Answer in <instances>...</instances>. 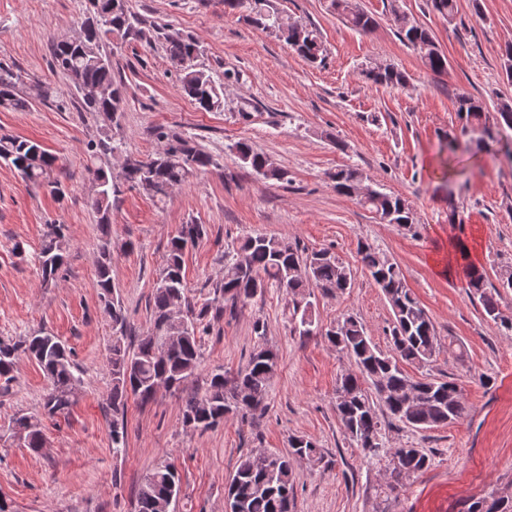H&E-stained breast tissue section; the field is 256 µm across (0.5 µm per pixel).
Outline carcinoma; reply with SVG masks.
Returning <instances> with one entry per match:
<instances>
[{
	"label": "carcinoma",
	"mask_w": 512,
	"mask_h": 512,
	"mask_svg": "<svg viewBox=\"0 0 512 512\" xmlns=\"http://www.w3.org/2000/svg\"><path fill=\"white\" fill-rule=\"evenodd\" d=\"M430 4L450 21L456 15L457 0H430ZM329 8L354 30L367 32L375 25V19L361 10L356 0H330ZM224 10H245V19L264 30L278 16L273 0H224ZM81 23L84 28L81 36L52 44L53 69L68 77L87 111L97 112L106 119L116 116L112 126L118 127L125 108L126 87L115 77L112 51L107 46L133 35L137 19L129 11L126 0H89ZM394 24L399 39L420 51L431 71H446L448 59L428 28L397 11ZM161 35L168 59L179 73L182 95L201 111L220 109L224 82L213 79L198 67V45L170 26L164 27ZM280 38L306 61L312 64L323 61L324 48L314 29L293 24L281 32ZM362 74L375 86L399 87L407 82L406 74L391 64L367 67ZM23 84L20 71L0 63L1 110L30 108L32 97L21 91ZM456 107L462 134L476 137L480 144L487 141L485 134L494 129L495 141H512L503 137L505 129L512 130L511 98L500 99L491 113L481 99L463 93L457 96ZM156 138L164 143L163 149L144 160H127L116 181L102 168L86 165L97 184L91 207L98 215L103 234L96 266L99 298L112 320L109 403L113 456L120 457L126 452L129 398L147 403L154 396L155 384L163 382L169 388H177L194 377L200 366L202 338L214 322L226 313L234 314L238 307L275 286L286 293L292 304L299 335L326 337L355 366V371L338 379L336 415L364 456L386 457V487L392 493H399L404 480L427 469L430 460L419 448L386 447L381 417L385 415L417 429H431L461 419L466 406L462 388L455 379H414L402 368L404 363L419 367L431 363L439 348L438 337L427 311L409 288L401 266L371 246L360 244L358 256L392 309L390 349L386 352L373 343L363 322L354 315L343 316L331 328H319L312 314L310 289L316 288L324 296L343 294L352 288L354 281L353 270L327 248L308 253L285 237L247 236L224 249V269L221 277L210 283L208 298L201 303L190 299L184 278L185 256L190 248L208 237L207 225L193 221L180 225L167 244L149 303L148 331L138 337L136 345L126 344L127 317L112 284L109 231L112 194L125 185L163 202L172 188L185 183L193 173L214 165L212 156L190 137L160 129ZM229 150L243 166L263 178L284 179V172L250 143L237 141ZM122 152L123 142L108 133L87 147V154L93 160ZM0 161L12 167L23 180L48 190L56 198L65 196L62 182L54 176L57 157L41 144L20 136H0ZM330 179L339 193L354 197L358 185L369 177L359 167L345 165L330 174ZM366 189L367 194L358 199L362 207L389 224L412 227L413 213L405 199L370 185ZM68 247L66 225H45L36 255L42 287L55 285L61 277ZM465 279L470 296L479 299L484 315L512 330V318L503 315L499 292L488 285L485 271L476 266L467 267ZM252 334L254 345L243 370L232 376L215 370L202 387L183 395L184 428L203 433L229 420L253 417L266 408L265 399L277 371L278 354L268 343L263 321H254ZM23 355L35 360L47 378L48 387L42 398L44 414L49 417L68 414L81 384L72 351L59 337L44 332L20 340H0L1 392H8L15 380L16 364ZM9 429L14 435H21L31 450L44 447L42 430L33 417L17 414L11 419ZM288 443L286 453L250 452L240 460L225 490L231 512H293L295 462L317 465L323 461L324 454L304 436H293ZM179 493L176 468L162 461L138 486L135 512H175Z\"/></svg>",
	"instance_id": "1"
}]
</instances>
